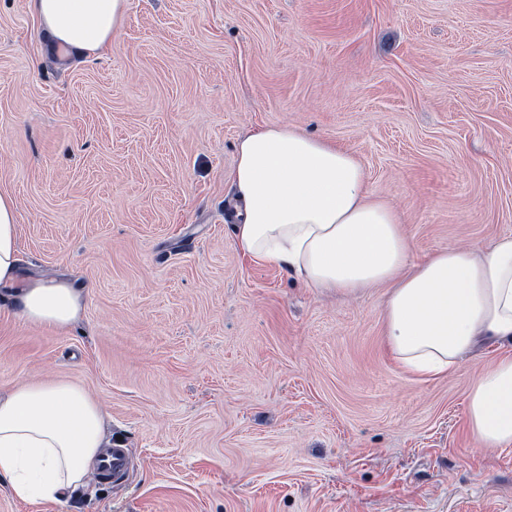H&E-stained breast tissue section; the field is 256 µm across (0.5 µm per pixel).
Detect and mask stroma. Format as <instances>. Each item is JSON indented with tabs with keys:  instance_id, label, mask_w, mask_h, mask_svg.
Instances as JSON below:
<instances>
[{
	"instance_id": "1",
	"label": "stroma",
	"mask_w": 512,
	"mask_h": 512,
	"mask_svg": "<svg viewBox=\"0 0 512 512\" xmlns=\"http://www.w3.org/2000/svg\"><path fill=\"white\" fill-rule=\"evenodd\" d=\"M294 126L351 152L412 258L512 233V0H129L60 62L0 0V191L22 273L85 292L68 333L0 299V391L90 390L131 466L0 512H512V447L475 449L489 348L427 380L384 291L324 294L233 245L235 145Z\"/></svg>"
}]
</instances>
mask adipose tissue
I'll use <instances>...</instances> for the list:
<instances>
[{
    "mask_svg": "<svg viewBox=\"0 0 512 512\" xmlns=\"http://www.w3.org/2000/svg\"><path fill=\"white\" fill-rule=\"evenodd\" d=\"M128 4L29 0L50 40L75 56L104 52ZM236 152L235 247L310 288L354 295L385 287L387 342L411 375L438 376L478 347L503 348L472 379L467 417L476 447L512 446V233L417 263L398 214L369 194L350 152L281 126L245 134ZM19 262L18 205L0 192V294L26 324L70 331L82 293L65 280L22 278ZM111 445L104 411L78 384L35 380L0 392V479L17 500L63 503Z\"/></svg>",
    "mask_w": 512,
    "mask_h": 512,
    "instance_id": "obj_1",
    "label": "adipose tissue"
}]
</instances>
